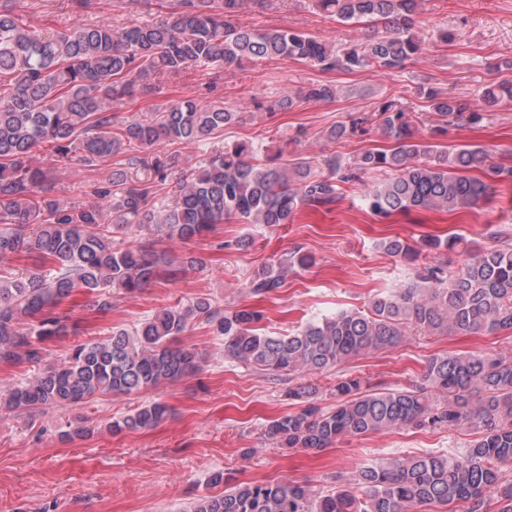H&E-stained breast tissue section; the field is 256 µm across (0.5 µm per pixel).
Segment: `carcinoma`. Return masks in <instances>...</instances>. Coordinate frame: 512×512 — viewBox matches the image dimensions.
Listing matches in <instances>:
<instances>
[{
	"mask_svg": "<svg viewBox=\"0 0 512 512\" xmlns=\"http://www.w3.org/2000/svg\"><path fill=\"white\" fill-rule=\"evenodd\" d=\"M262 0H180L181 10L152 23L79 26L45 35L0 0V264L27 254L48 269L23 277L0 273V363L38 364L41 343L66 331L57 308L74 291L95 298L96 310L112 309V293L133 294L161 275L181 269L156 240L192 242L218 224L275 227L290 223L304 205L328 206L342 185L370 170L389 177L364 199L370 213L445 208L472 209L487 198L491 183L512 181V166L478 145H447L416 135V113L394 100L372 113L389 150H367L351 162L325 160L316 173L306 158L271 163L253 143L225 144L187 173L180 155H149L160 145L216 139L245 120L222 103L202 104L187 96L144 118H125L112 105L132 95L152 75H180L192 66L239 68L245 62L306 61L323 72L353 73L367 67L402 69L423 50L417 35L420 0H316L341 25L361 24L360 43L328 44L286 26L253 29L234 17ZM439 129L466 120L479 124L505 100L512 79L486 85L480 104L420 86ZM336 87L312 82L303 102H331ZM369 118H356L327 132L331 140L364 134ZM106 183L87 181L95 201L69 205L41 195L51 173L76 162L94 172L112 158ZM483 172L490 182L470 176ZM176 175L173 200L160 210L165 185ZM146 230L155 240L122 248L119 237ZM395 257L413 261L420 250L399 239L382 242ZM428 250L462 256L415 271L410 282L373 296L364 310L341 311L312 320L287 334L259 332L257 311L226 312L208 298L163 308L134 329L116 328L99 340L77 343L63 363L42 368L26 382L0 393V409L33 412L79 404L95 396L129 395L193 375L198 351L179 345L180 336L205 324L224 337V355L274 374L319 375L375 351L398 347L414 334L512 331V245L472 247L461 236L423 240ZM311 263L306 255L280 258L255 272L247 284L255 297L282 286L285 274ZM336 405L314 404L313 381L288 390L307 403L272 420L267 439L281 448L320 451L345 437L403 427L465 430L473 439L457 453L377 459L329 491L286 483H226L224 472L210 483L224 494L202 496L188 512H421L424 506L465 504L464 512H512V354L460 352L433 355L418 380L404 388L365 389L358 377L336 380ZM168 412L160 401L112 421L109 430H138Z\"/></svg>",
	"mask_w": 512,
	"mask_h": 512,
	"instance_id": "carcinoma-1",
	"label": "carcinoma"
}]
</instances>
